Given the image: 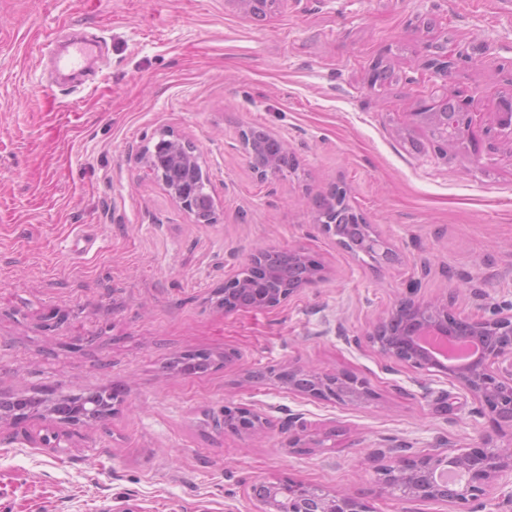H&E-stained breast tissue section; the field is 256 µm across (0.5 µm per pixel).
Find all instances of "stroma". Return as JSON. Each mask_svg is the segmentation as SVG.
I'll list each match as a JSON object with an SVG mask.
<instances>
[{"label": "stroma", "mask_w": 512, "mask_h": 512, "mask_svg": "<svg viewBox=\"0 0 512 512\" xmlns=\"http://www.w3.org/2000/svg\"><path fill=\"white\" fill-rule=\"evenodd\" d=\"M74 28L103 55L61 86L47 45ZM482 41L490 55L472 54ZM441 42L448 78L418 80ZM511 92L512 0H277L258 20L234 0H0V395L121 392L92 425L0 427V512H258L250 486L275 478L372 512H465L379 493L384 440L462 453L492 427L469 394L387 360L368 334L414 280L461 318L512 312V139L495 128ZM445 97L473 121L440 147L414 114ZM244 126L287 138L295 167L258 179ZM165 130L201 152L216 223H194L139 161ZM337 185L398 262L314 224ZM262 243L305 251L326 279L224 312L214 291ZM198 350L207 372L168 369ZM284 364L355 375L372 396L288 392L271 375ZM228 406L271 424L214 426ZM291 412L306 447L288 445Z\"/></svg>", "instance_id": "1"}]
</instances>
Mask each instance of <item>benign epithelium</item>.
Returning a JSON list of instances; mask_svg holds the SVG:
<instances>
[{
    "label": "benign epithelium",
    "instance_id": "7a95c632",
    "mask_svg": "<svg viewBox=\"0 0 512 512\" xmlns=\"http://www.w3.org/2000/svg\"><path fill=\"white\" fill-rule=\"evenodd\" d=\"M426 68L436 77L448 76V48L443 45L434 47V52L426 61ZM448 100L425 106L414 113L419 123L430 129L433 136L442 144H448V129H453L460 136L469 131L472 119L467 112H456L448 116L444 109ZM495 124L497 129L512 137V95L499 100ZM250 127L245 126L238 132V142L243 153L249 159L253 173L261 180L276 178L285 165L275 157L262 158L254 151L249 137ZM162 135L170 147L168 159L173 167L195 169L200 181L183 178L173 184L163 182L171 199L192 218H197L195 199L202 186L206 185V176L202 170L201 153L188 142L171 131ZM365 252L376 260L392 262L398 258L391 241L382 236L373 227H368V236L364 245ZM293 266V283L280 288L271 286L278 276L275 268L283 261ZM325 267L314 263L309 256L294 249L288 252L275 248L259 246L254 249L248 262L237 270L232 277L224 280V287L216 290L219 303L224 311L230 312L243 307L265 309L287 300L297 290L319 282L325 278ZM418 283L412 282L404 304L418 311L417 322L436 336L448 335V329L458 321L448 302H421L415 299ZM393 314L377 321L372 333L373 342L378 352L388 360L407 364L424 372H437L448 381L465 390L478 404L474 415L489 419L494 431L501 438L507 439V447L485 443L480 448H473L461 454L450 450L418 455L409 451L407 445H386L387 451L382 456L388 458V464L380 469V489L390 494L395 491L398 482L412 483L408 495L421 500H444L451 503H468L488 495L498 481L512 476V314L502 316L494 311L487 317L468 320L474 337L483 341L481 351L463 365L441 362L426 353L416 344L415 330L391 346L379 337L390 322ZM288 377L286 388L303 395L320 399L358 401L369 395L364 383L355 377L345 378L329 374L315 368L287 366L278 369L275 377ZM68 396L47 395L43 402L23 413H0V426L15 424L23 419L37 416L53 423L86 426L106 416L100 406L93 405L84 410L71 411L68 408ZM234 415L246 419L243 430L251 434L264 432L270 424L268 415L258 411L235 410L224 408V415ZM307 424L300 414L288 417V430L293 432L291 446L306 447L303 433ZM458 468L466 474L465 480L453 487L441 485L434 475ZM288 484V512H370V507L362 497L341 491H329L322 487L310 485L291 479Z\"/></svg>",
    "mask_w": 512,
    "mask_h": 512
}]
</instances>
